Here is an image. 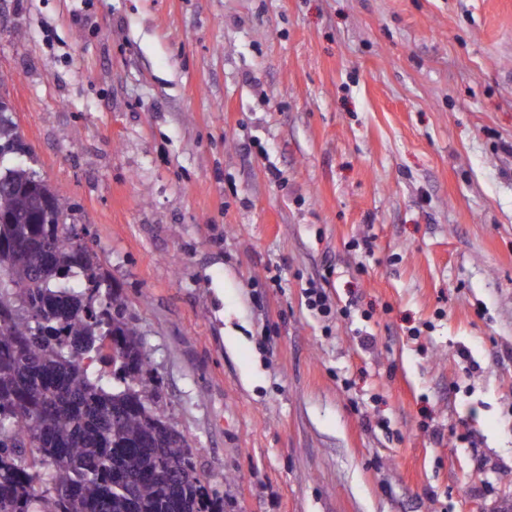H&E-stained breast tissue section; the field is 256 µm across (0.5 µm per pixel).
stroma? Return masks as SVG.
I'll use <instances>...</instances> for the list:
<instances>
[{"instance_id": "obj_1", "label": "stroma", "mask_w": 512, "mask_h": 512, "mask_svg": "<svg viewBox=\"0 0 512 512\" xmlns=\"http://www.w3.org/2000/svg\"><path fill=\"white\" fill-rule=\"evenodd\" d=\"M0 16L26 162L224 512H512V0Z\"/></svg>"}]
</instances>
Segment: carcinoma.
Segmentation results:
<instances>
[{
	"mask_svg": "<svg viewBox=\"0 0 512 512\" xmlns=\"http://www.w3.org/2000/svg\"><path fill=\"white\" fill-rule=\"evenodd\" d=\"M0 95V512H223L112 277Z\"/></svg>",
	"mask_w": 512,
	"mask_h": 512,
	"instance_id": "1",
	"label": "carcinoma"
}]
</instances>
